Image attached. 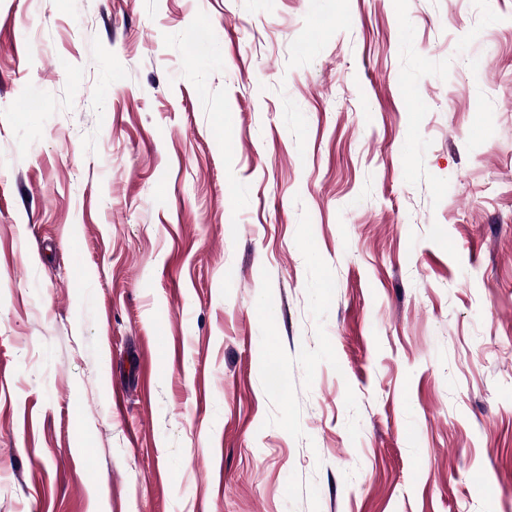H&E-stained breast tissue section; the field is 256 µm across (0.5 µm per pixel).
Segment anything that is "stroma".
Segmentation results:
<instances>
[{"instance_id":"35a3bbf8","label":"stroma","mask_w":512,"mask_h":512,"mask_svg":"<svg viewBox=\"0 0 512 512\" xmlns=\"http://www.w3.org/2000/svg\"><path fill=\"white\" fill-rule=\"evenodd\" d=\"M0 512H512V0H0Z\"/></svg>"}]
</instances>
